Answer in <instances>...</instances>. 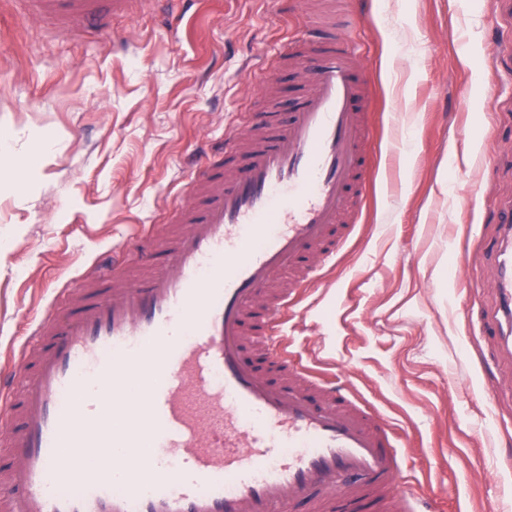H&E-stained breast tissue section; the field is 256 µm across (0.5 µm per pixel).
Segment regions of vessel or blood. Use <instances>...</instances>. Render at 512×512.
<instances>
[{
	"instance_id": "obj_1",
	"label": "vessel or blood",
	"mask_w": 512,
	"mask_h": 512,
	"mask_svg": "<svg viewBox=\"0 0 512 512\" xmlns=\"http://www.w3.org/2000/svg\"><path fill=\"white\" fill-rule=\"evenodd\" d=\"M67 25L131 0H28ZM292 40L258 84L293 71L288 116L229 126L191 172L178 229L113 246L45 309L0 367V512H400L386 423L302 368L279 337L288 306L344 244L368 179L369 83L348 38ZM490 328L512 338V210L499 216ZM141 375L142 399L124 388ZM125 417L109 430L112 414ZM121 481H113V471Z\"/></svg>"
}]
</instances>
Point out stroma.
I'll list each match as a JSON object with an SVG mask.
<instances>
[{"label":"stroma","instance_id":"35a3bbf8","mask_svg":"<svg viewBox=\"0 0 512 512\" xmlns=\"http://www.w3.org/2000/svg\"><path fill=\"white\" fill-rule=\"evenodd\" d=\"M501 0H165L66 29L0 0V359L56 288L164 224L184 161L241 112L246 64L313 22L358 21L372 88L361 220L284 326L290 359L390 423L414 512H512V354L488 245L512 202V13Z\"/></svg>","mask_w":512,"mask_h":512}]
</instances>
